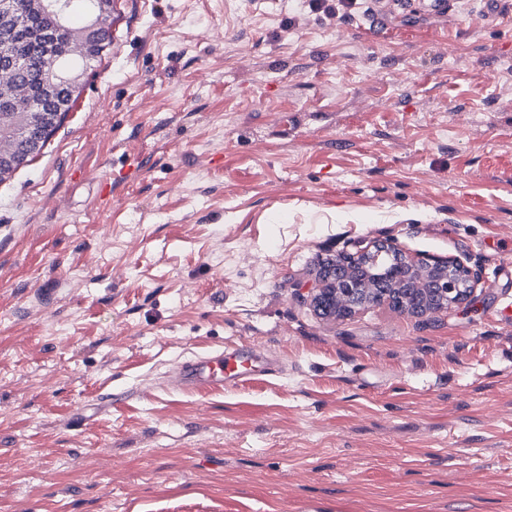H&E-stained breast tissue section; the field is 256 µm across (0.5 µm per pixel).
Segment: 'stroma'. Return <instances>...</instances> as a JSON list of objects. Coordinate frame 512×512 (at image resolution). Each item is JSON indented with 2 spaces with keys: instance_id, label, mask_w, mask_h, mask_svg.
Segmentation results:
<instances>
[{
  "instance_id": "35a3bbf8",
  "label": "stroma",
  "mask_w": 512,
  "mask_h": 512,
  "mask_svg": "<svg viewBox=\"0 0 512 512\" xmlns=\"http://www.w3.org/2000/svg\"><path fill=\"white\" fill-rule=\"evenodd\" d=\"M112 4L0 179V512H512V0ZM361 238L476 290L313 311ZM217 351L241 377L178 383Z\"/></svg>"
}]
</instances>
